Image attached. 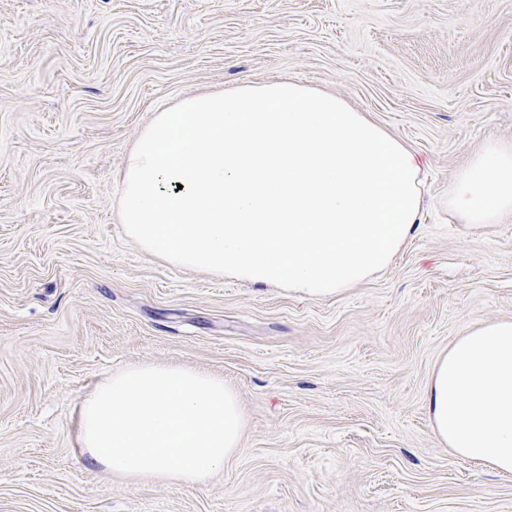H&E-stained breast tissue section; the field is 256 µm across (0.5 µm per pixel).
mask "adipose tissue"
Wrapping results in <instances>:
<instances>
[{"label":"adipose tissue","instance_id":"1","mask_svg":"<svg viewBox=\"0 0 512 512\" xmlns=\"http://www.w3.org/2000/svg\"><path fill=\"white\" fill-rule=\"evenodd\" d=\"M417 156L338 96L291 80L191 95L159 112L126 157V233L176 266L310 298L380 274L423 222ZM465 224L512 215V143L454 178ZM426 411L457 456L512 476V320L457 337Z\"/></svg>","mask_w":512,"mask_h":512}]
</instances>
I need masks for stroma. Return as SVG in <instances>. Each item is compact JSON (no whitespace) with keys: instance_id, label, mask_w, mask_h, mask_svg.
I'll return each instance as SVG.
<instances>
[{"instance_id":"stroma-1","label":"stroma","mask_w":512,"mask_h":512,"mask_svg":"<svg viewBox=\"0 0 512 512\" xmlns=\"http://www.w3.org/2000/svg\"><path fill=\"white\" fill-rule=\"evenodd\" d=\"M415 151L428 199L381 274L310 299L129 238L120 175L156 112L281 78ZM512 141V0H0V512H512V477L433 435L425 390L512 319V216L461 224L455 174ZM140 363L223 377L245 424L197 487L132 483L78 412Z\"/></svg>"}]
</instances>
